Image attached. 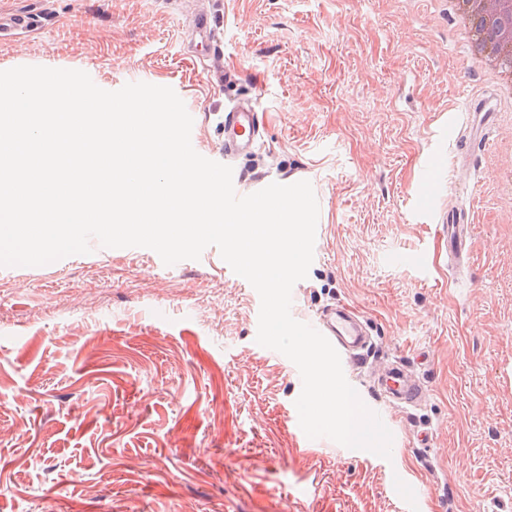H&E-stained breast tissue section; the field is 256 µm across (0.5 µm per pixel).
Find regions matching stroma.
<instances>
[{
    "mask_svg": "<svg viewBox=\"0 0 512 512\" xmlns=\"http://www.w3.org/2000/svg\"><path fill=\"white\" fill-rule=\"evenodd\" d=\"M438 0H0L32 28L0 41V70L92 72L116 91L171 87L214 156L225 105L254 103L264 134L240 158L243 194L309 181L324 214L292 290L311 323L362 313L375 369L418 365L429 397L386 410L393 457L293 426L298 369L256 341L260 297L218 248L165 265L105 248L0 266V512H512V98ZM211 11L217 81L189 63V21ZM494 107L490 145L449 163L473 187L470 262L416 221L435 133L464 98ZM390 253L405 254L400 265ZM427 264L421 276L419 264ZM428 430V447L416 444Z\"/></svg>",
    "mask_w": 512,
    "mask_h": 512,
    "instance_id": "1",
    "label": "stroma"
}]
</instances>
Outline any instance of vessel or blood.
<instances>
[{
    "label": "vessel or blood",
    "mask_w": 512,
    "mask_h": 512,
    "mask_svg": "<svg viewBox=\"0 0 512 512\" xmlns=\"http://www.w3.org/2000/svg\"><path fill=\"white\" fill-rule=\"evenodd\" d=\"M194 31L198 43L210 56L223 54L213 17L202 12L196 15ZM224 138L219 152L225 163L251 154L263 135L258 112L254 108L237 105L225 107L220 117ZM491 123L487 113L477 111L473 103H466L464 111L449 114L447 122L439 131L440 145H458L467 140L475 148L486 146L490 141ZM425 185L421 196L414 203L417 219L436 225L440 234L448 240V257L454 262L464 261L467 255V240L470 227L465 222V211L470 203L472 189H452L454 206H445L440 194L432 186L445 176L443 166L425 162L423 165ZM313 328L322 333L338 351L345 366L365 367L369 364L374 343L365 333L356 314L347 306L339 305L317 315ZM372 387L384 407L397 406L406 409L417 407L424 401L428 388L423 377L413 373L404 364L395 362L386 366L383 373L374 379Z\"/></svg>",
    "instance_id": "1"
}]
</instances>
